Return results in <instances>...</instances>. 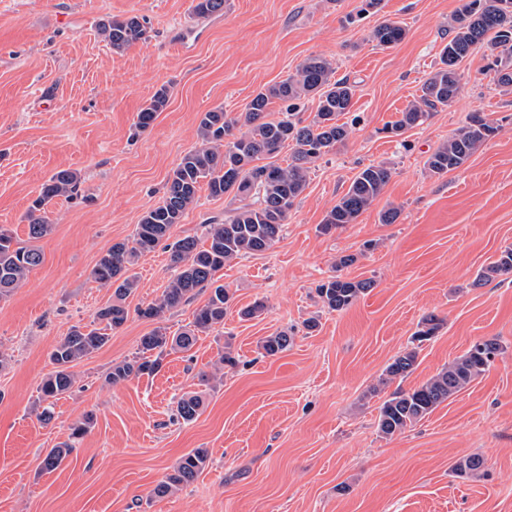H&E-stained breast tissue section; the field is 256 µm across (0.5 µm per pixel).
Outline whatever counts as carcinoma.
I'll return each mask as SVG.
<instances>
[{
  "label": "carcinoma",
  "mask_w": 512,
  "mask_h": 512,
  "mask_svg": "<svg viewBox=\"0 0 512 512\" xmlns=\"http://www.w3.org/2000/svg\"><path fill=\"white\" fill-rule=\"evenodd\" d=\"M193 12L200 17L222 14L224 0H194ZM99 31L116 51L148 39L146 21L137 16L107 19L99 23ZM404 36L405 29L396 22L383 23L373 33L377 44L387 47ZM477 45L485 49L498 85L511 88L512 0H459L452 36L440 52V66L424 82L419 99L386 126V131L400 136L422 125L431 113L450 105L461 89L463 75L458 65ZM334 73L333 61L310 56L298 66L296 74L261 89L238 116H228L222 107L202 113L198 125L200 144L180 158L169 175L161 200L141 216L133 243H113L93 267L92 280L112 289V303L97 312L93 327L75 326L54 346L50 353L52 370L39 385L42 400L56 399L69 392L74 385L71 368L104 347L112 331L126 323V299L138 288L136 274L132 272L135 260L162 242L170 252L173 276L161 298L138 308V315L158 320L164 313L190 303L205 289L210 290V295L195 310L188 329L171 336L163 326L154 328L141 337L135 356L112 364L105 381L117 386L133 378L150 376L161 369L165 356L191 350L199 334L224 325L230 296L228 289L215 284V274L235 259L269 250L280 239L289 212L306 188L309 164L336 151L349 138L350 128L338 123V118L350 111L356 86L347 78L332 79ZM310 99L317 101V110L305 124L298 117V110ZM168 102V88L157 89L137 113L135 130L146 131ZM274 102L284 108L277 118L268 115ZM497 130L483 113H472L468 123L428 158L429 173L441 176L461 168ZM286 146L291 147L287 165L272 161ZM261 158L270 162L255 164ZM390 178L391 169L384 164L370 163L360 168L348 189L326 212L321 229L329 232L355 223L380 196ZM80 185L79 173L71 169L54 172L42 184L26 215L29 240L38 241L51 234L53 224L48 217V205L58 197L78 194ZM204 185L210 196H230L239 205L224 219L212 220L203 245L194 236L172 238L174 227L181 223L186 210L198 202L199 190ZM42 259L39 248L22 244L12 229L0 225V300L7 298ZM511 273L512 248H507L480 271L478 281L486 283ZM373 287L371 280L336 276L319 284L316 293L324 307L342 311ZM441 325L442 321L435 316L424 319L413 336L416 345L400 352L386 367L387 379L409 376L417 366L419 344L435 336ZM292 343L293 337L281 331L265 337L260 349L267 356H275ZM503 351L496 338L478 341L421 386L393 392L379 406V433L392 437L419 422L489 370ZM202 404L198 395L183 397L177 403L176 415L189 423L199 415ZM90 427L89 417L76 423L69 441L51 449L42 468L56 469ZM207 462L208 453L203 448L183 455L173 472L156 487L155 495L163 497L194 482ZM482 466V459L472 456L459 461L455 471L460 476L474 475Z\"/></svg>",
  "instance_id": "1"
}]
</instances>
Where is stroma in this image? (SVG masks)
Listing matches in <instances>:
<instances>
[{"label": "stroma", "mask_w": 512, "mask_h": 512, "mask_svg": "<svg viewBox=\"0 0 512 512\" xmlns=\"http://www.w3.org/2000/svg\"><path fill=\"white\" fill-rule=\"evenodd\" d=\"M361 3L226 0L223 15L202 18L193 0H0V224L26 239V212L42 184L62 168L83 180L80 196L49 208L42 263L0 301V512H512V274L476 282L512 248V88L499 86L474 50L460 64L455 101L389 136L384 126L435 70L459 2L382 0L373 14ZM129 16L146 19L149 37L112 50L98 25ZM387 20L406 35L383 48L372 31ZM316 55L356 84L342 117L349 139L312 165L282 238L219 272L231 295L223 327L168 355L154 375L107 384L112 363L135 355L154 327L137 307L158 300L171 279L163 247L140 255L127 322L74 365V388L55 401L50 422L40 421L50 351L112 301L92 268L158 203L198 144L200 114L220 106L236 116ZM162 86L167 108L135 133L137 113ZM473 112L499 123L498 134L462 168L430 175L429 155ZM369 163L392 171L381 195L355 223L321 233L326 212ZM228 206L200 190L174 236L204 237ZM390 207L401 215L382 223ZM345 255L356 263L339 266ZM336 275L375 286L332 311L315 288ZM257 301L265 311L240 319ZM430 315L442 325L415 370L384 382ZM311 318L313 331L304 327ZM283 330L291 347L263 356L260 341ZM492 337L505 352L488 371L404 432L379 433L378 408L394 391L422 385ZM227 345L238 362L221 368ZM185 394L203 400L190 423L176 417ZM88 414L93 426L71 456L43 471L45 453ZM195 448L210 458L198 478L154 496ZM473 455L481 471L455 474Z\"/></svg>", "instance_id": "1"}]
</instances>
